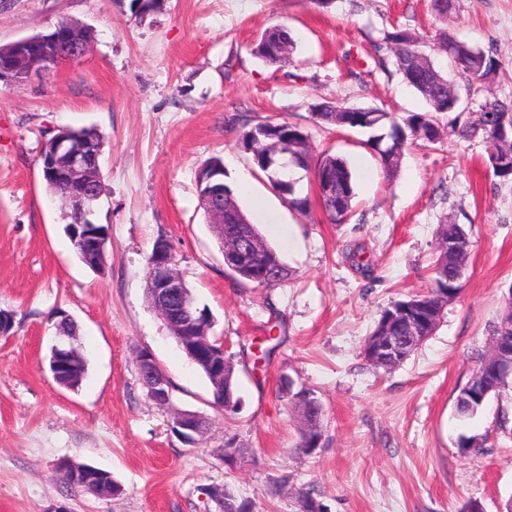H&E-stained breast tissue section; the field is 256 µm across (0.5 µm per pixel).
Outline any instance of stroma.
<instances>
[{
	"instance_id": "obj_1",
	"label": "stroma",
	"mask_w": 512,
	"mask_h": 512,
	"mask_svg": "<svg viewBox=\"0 0 512 512\" xmlns=\"http://www.w3.org/2000/svg\"><path fill=\"white\" fill-rule=\"evenodd\" d=\"M430 0H167L144 19L130 0H0V45L50 33L69 20L91 29L81 59L37 72L19 87L0 83V309L15 314L0 337V512H221L225 487L254 512H297L308 488L324 512H485L512 500V377L472 416L457 397L487 354L512 290V181L495 177L481 140L444 136L405 150L386 176L364 133L316 122L313 105L383 107L404 116L427 104L394 69L379 67L383 33L447 27L500 64L473 85L468 106L512 100V0H458L446 21ZM288 25V64H266L252 47ZM304 127L313 155L343 157L355 198L346 223L319 204L291 209L256 174L239 145L242 119ZM104 137L102 195L90 216L108 232L98 273L78 258L66 208L38 161L61 128ZM224 161L225 181L263 241L290 269L272 288L239 285L224 269L199 204L197 170ZM463 225L470 247L462 290L442 322L403 364L368 365L363 344L394 301L433 288L440 224ZM165 235L212 334L237 378L242 407L213 404L207 377L188 359L146 299L147 256ZM362 246L374 270L348 259ZM78 326L87 359L78 388L49 368L59 313ZM280 338L269 358L256 354ZM149 349L170 382L172 406L146 396L137 365ZM323 407L322 440L296 452L300 418L281 398L284 379ZM207 418L186 446L171 409ZM235 439L237 465L222 449ZM477 446L463 450V439ZM68 460L109 472L123 493L102 499L60 482Z\"/></svg>"
}]
</instances>
